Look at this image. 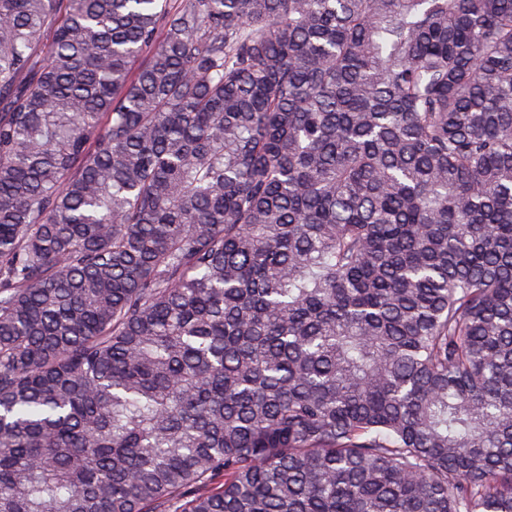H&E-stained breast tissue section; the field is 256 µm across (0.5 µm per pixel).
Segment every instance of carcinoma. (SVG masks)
Wrapping results in <instances>:
<instances>
[{"label":"carcinoma","instance_id":"carcinoma-1","mask_svg":"<svg viewBox=\"0 0 512 512\" xmlns=\"http://www.w3.org/2000/svg\"><path fill=\"white\" fill-rule=\"evenodd\" d=\"M0 512H512V0H0Z\"/></svg>","mask_w":512,"mask_h":512}]
</instances>
